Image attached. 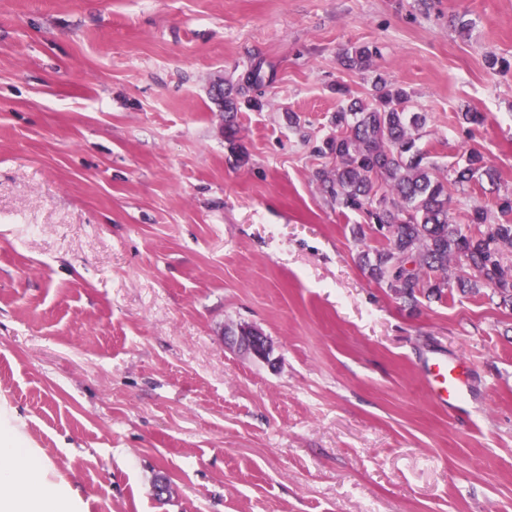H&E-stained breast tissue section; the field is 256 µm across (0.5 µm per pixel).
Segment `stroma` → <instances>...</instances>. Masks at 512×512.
I'll list each match as a JSON object with an SVG mask.
<instances>
[{"mask_svg":"<svg viewBox=\"0 0 512 512\" xmlns=\"http://www.w3.org/2000/svg\"><path fill=\"white\" fill-rule=\"evenodd\" d=\"M492 55L512 0H0V406L77 512H512V309L404 307L357 264L382 238L313 179L335 86L382 78L439 166L496 170L452 211L511 193ZM257 63L233 153L209 90ZM240 325L270 361L226 343ZM456 359L452 418L426 380ZM378 54L376 47L360 44L345 51L343 62L347 69L362 71L371 65L373 58Z\"/></svg>","mask_w":512,"mask_h":512,"instance_id":"1","label":"stroma"}]
</instances>
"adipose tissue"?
I'll list each match as a JSON object with an SVG mask.
<instances>
[{"instance_id": "1", "label": "adipose tissue", "mask_w": 512, "mask_h": 512, "mask_svg": "<svg viewBox=\"0 0 512 512\" xmlns=\"http://www.w3.org/2000/svg\"><path fill=\"white\" fill-rule=\"evenodd\" d=\"M72 493L57 482L16 418L0 411V512H73Z\"/></svg>"}]
</instances>
